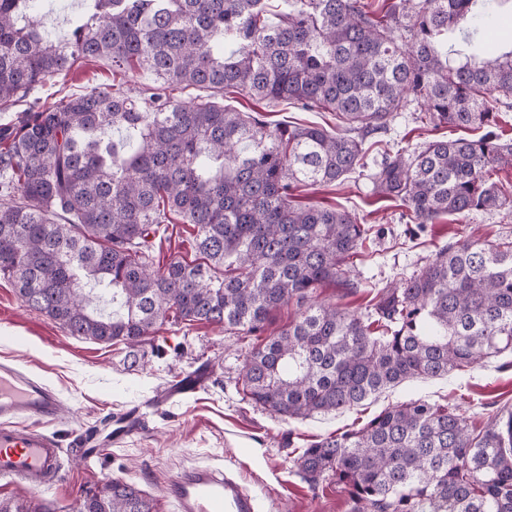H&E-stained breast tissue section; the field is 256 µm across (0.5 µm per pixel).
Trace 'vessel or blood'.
Here are the masks:
<instances>
[{
	"instance_id": "b4317fda",
	"label": "vessel or blood",
	"mask_w": 512,
	"mask_h": 512,
	"mask_svg": "<svg viewBox=\"0 0 512 512\" xmlns=\"http://www.w3.org/2000/svg\"><path fill=\"white\" fill-rule=\"evenodd\" d=\"M60 412L59 396L10 362L0 363V479L42 489L60 482L61 450L42 429ZM35 423L17 429L18 420ZM145 414L136 404L112 419L110 444L119 448L142 433ZM171 512H256L251 490L237 478L211 467L182 472L168 485Z\"/></svg>"
}]
</instances>
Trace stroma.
Masks as SVG:
<instances>
[{
  "label": "stroma",
  "instance_id": "35a3bbf8",
  "mask_svg": "<svg viewBox=\"0 0 512 512\" xmlns=\"http://www.w3.org/2000/svg\"><path fill=\"white\" fill-rule=\"evenodd\" d=\"M112 74L99 60L72 70L65 81H50L41 98L104 90ZM224 104L240 112L262 113L271 127L313 125L335 130L333 113L305 111L288 104L259 102L226 90ZM473 129H457L425 118L420 112L399 113L369 151V163L385 151L413 149L433 140L472 139ZM302 206H334L355 214L370 226V237L353 260L351 279L357 292L338 283L318 288L316 299L363 315L382 288L414 275L438 250L451 242H498L512 238V210L478 212L461 220L445 216L432 224H413L402 202L373 194L371 183L353 177L343 183L301 185L293 192ZM155 254L156 265L178 258L201 262L193 247L190 224H173ZM254 336H238L201 322H166L134 348L99 344L68 336L58 325L27 309L13 285L0 279V362L29 369L53 388L62 402L59 419L49 425L64 456V476L42 491L0 480V500L49 512H78L80 503L102 481H132L149 496L155 512H169L163 495L169 481L194 465L233 463L258 496L260 512H349L346 492L326 481L310 486L294 464L297 451L331 434L361 427L383 409L410 399L457 407L469 427L481 429L489 414L512 408V355L486 359L448 376L412 379L384 389L361 405L340 413L305 420L281 419L255 406L242 392L246 356L257 345ZM207 368L203 389L155 408L144 431L125 446L86 462L76 442L105 417L161 394L198 368Z\"/></svg>",
  "mask_w": 512,
  "mask_h": 512
}]
</instances>
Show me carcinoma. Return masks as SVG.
I'll return each instance as SVG.
<instances>
[{"label": "carcinoma", "instance_id": "1", "mask_svg": "<svg viewBox=\"0 0 512 512\" xmlns=\"http://www.w3.org/2000/svg\"><path fill=\"white\" fill-rule=\"evenodd\" d=\"M35 4L0 0V107L26 105L0 123V276L29 310L72 337L134 347L170 319L255 336L293 301L297 319L252 349L242 375L252 403L288 419L512 351V241L444 246L359 316L315 293L350 282L370 228L291 197L363 175L366 138L414 105L484 133L385 154L374 193L416 224L512 206L489 178L512 167V142L487 107L512 99V51L448 60V36L470 43L494 22L480 0H396L381 18L360 0H89L63 40L40 30ZM87 59L161 84L142 105L121 88L28 99ZM178 86L334 112L343 130H271L258 112L179 101ZM174 218L197 227L205 262L155 266ZM295 463L312 484L336 481L350 512H512V411L476 432L454 408L411 400ZM79 512L154 510L136 484L109 479Z\"/></svg>", "mask_w": 512, "mask_h": 512}]
</instances>
